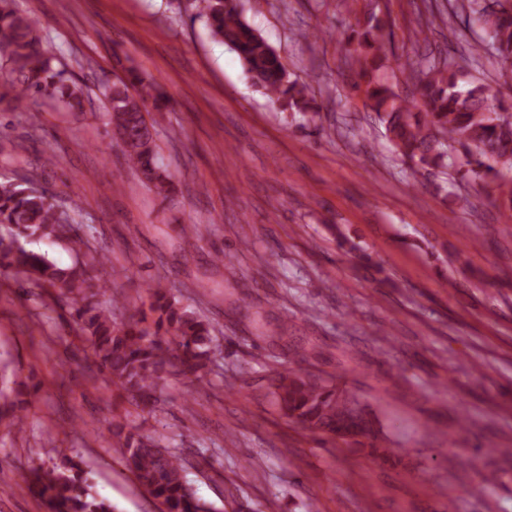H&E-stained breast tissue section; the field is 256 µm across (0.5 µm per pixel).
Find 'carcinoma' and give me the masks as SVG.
Returning a JSON list of instances; mask_svg holds the SVG:
<instances>
[{
	"instance_id": "cac0c4a2",
	"label": "carcinoma",
	"mask_w": 512,
	"mask_h": 512,
	"mask_svg": "<svg viewBox=\"0 0 512 512\" xmlns=\"http://www.w3.org/2000/svg\"><path fill=\"white\" fill-rule=\"evenodd\" d=\"M13 2L0 0V44L8 49L0 105L48 96L61 99L74 112L83 111L86 87L72 79L66 63L43 49L35 21L19 13ZM192 4L210 35L238 55L251 86L279 111L315 120L319 112L307 85L291 78L278 51L243 19L241 0H192ZM468 6L473 21L491 29L482 50L511 73L512 0H469ZM387 26L388 20L368 11L347 41L359 63L360 82L355 87L384 127L393 153L410 168L428 172L445 166L448 143L453 142L465 158V169L457 173L487 193L498 194L502 206L512 211V182H498L492 176L498 163L512 169V120L499 116L502 104L481 83L460 85L459 70L435 60L416 71L418 96H400L380 77L388 60L384 42L392 37L385 31ZM102 88L105 117L119 139L125 163L156 194H169L171 176L159 163L151 117V112L168 105L161 85L132 70L130 76H118ZM0 227L4 229L0 275L12 277L28 292L59 289L56 301L71 310L92 365L127 401L151 412L160 401V381L165 378L205 380L215 357L214 326L197 310L155 282L147 285L154 326L146 325L144 316L119 322L100 308L99 296L106 285L93 275L96 266L109 261L108 255L97 256L92 264L78 259L60 268L24 247L22 241L27 239H50L67 243L79 256L86 246L67 214L57 209L53 195L35 187L33 177L0 182ZM267 389L282 414L311 433L334 435L336 421L354 411L369 417L370 444L382 438L376 418L357 397L345 403L337 386L299 362L286 371L270 370ZM30 395L21 383L13 399L0 405V423L6 422L9 432L22 431L18 416ZM124 429L123 424L112 425V436L119 438L115 452L127 461L139 486L159 502L162 512H216L197 496L179 455L131 432L125 435ZM24 482L47 512H112V504L94 490L89 474L71 458L32 468Z\"/></svg>"
}]
</instances>
